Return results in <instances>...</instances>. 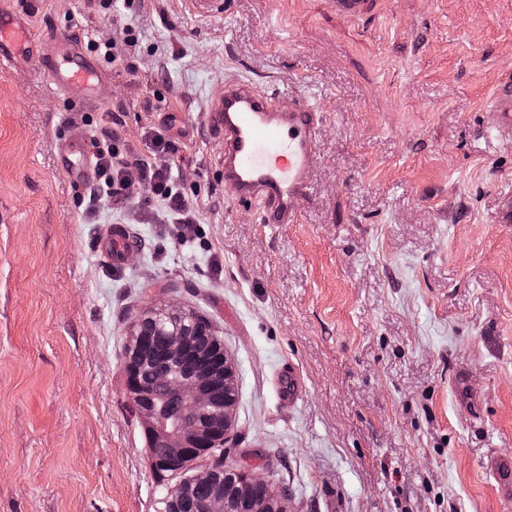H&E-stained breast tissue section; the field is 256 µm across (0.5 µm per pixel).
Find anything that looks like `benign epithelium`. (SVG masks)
<instances>
[{
	"label": "benign epithelium",
	"instance_id": "7a95c632",
	"mask_svg": "<svg viewBox=\"0 0 512 512\" xmlns=\"http://www.w3.org/2000/svg\"><path fill=\"white\" fill-rule=\"evenodd\" d=\"M152 317L172 324L171 334L162 350H157L141 326V318ZM214 333L211 325L181 309L150 307L138 315L131 326L124 361L126 394L138 410L146 435L153 443L168 448L166 460L154 465V471L174 467L187 460H203L214 448H222L234 423L235 400L231 394L234 372L228 354L212 351ZM163 361L165 370L159 382L181 402L176 417L166 420L160 413L152 387L144 384L139 372L147 363ZM240 478L245 490L254 485L267 488L261 500L229 496L217 489L199 503V512H286L288 505L279 501L278 492L267 487L254 468L224 463V456L200 465L185 483L172 488L184 492L196 485L209 484L216 469Z\"/></svg>",
	"mask_w": 512,
	"mask_h": 512
}]
</instances>
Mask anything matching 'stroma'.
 <instances>
[{
	"label": "stroma",
	"mask_w": 512,
	"mask_h": 512,
	"mask_svg": "<svg viewBox=\"0 0 512 512\" xmlns=\"http://www.w3.org/2000/svg\"><path fill=\"white\" fill-rule=\"evenodd\" d=\"M11 6L36 38L117 45L94 54L98 106L0 63V512H162L123 363L136 316L171 301L236 366L227 462L288 512H512L485 468L512 458V149L485 113L512 75V0H377L363 19L328 0ZM233 78L325 114L298 223H260L217 176L202 114ZM67 124L131 157L164 131L197 223L142 213L113 267L96 242L121 218L58 164Z\"/></svg>",
	"instance_id": "obj_1"
}]
</instances>
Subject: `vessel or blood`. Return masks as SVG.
I'll use <instances>...</instances> for the list:
<instances>
[{
  "label": "vessel or blood",
  "mask_w": 512,
  "mask_h": 512,
  "mask_svg": "<svg viewBox=\"0 0 512 512\" xmlns=\"http://www.w3.org/2000/svg\"><path fill=\"white\" fill-rule=\"evenodd\" d=\"M19 56L38 60L43 76L71 99L101 103L109 95L79 32L34 39L28 17L14 12L8 0H0V62L10 63ZM488 114L493 130L511 149L512 76L497 84ZM323 119V112L308 101L285 106L251 80L225 81L223 91L211 97L204 121L223 141L222 177L231 200L255 209L260 223H297L309 196ZM56 156L75 184L94 183L90 139L83 131L68 130L56 145ZM135 245L129 229L115 224L101 235L97 249L117 267ZM488 469L499 491L511 495L512 462L496 457Z\"/></svg>",
  "instance_id": "b4317fda"
}]
</instances>
